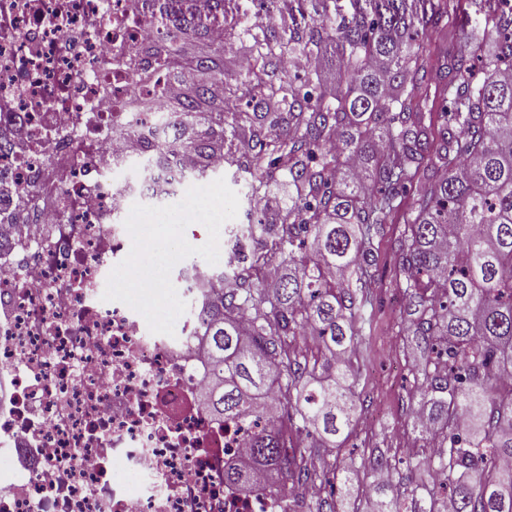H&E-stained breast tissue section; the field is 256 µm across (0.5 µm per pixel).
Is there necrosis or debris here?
<instances>
[{
  "instance_id": "4bbe7bcc",
  "label": "necrosis or debris",
  "mask_w": 512,
  "mask_h": 512,
  "mask_svg": "<svg viewBox=\"0 0 512 512\" xmlns=\"http://www.w3.org/2000/svg\"><path fill=\"white\" fill-rule=\"evenodd\" d=\"M201 0H0V512H298L266 477L240 493L226 461L249 436L197 402L208 373L193 311L174 335L103 300L131 247L115 141L158 151L175 17L224 35ZM136 98L152 102L134 112Z\"/></svg>"
}]
</instances>
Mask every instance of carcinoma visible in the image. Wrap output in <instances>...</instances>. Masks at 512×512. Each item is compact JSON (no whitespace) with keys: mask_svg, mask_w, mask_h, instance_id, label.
<instances>
[{"mask_svg":"<svg viewBox=\"0 0 512 512\" xmlns=\"http://www.w3.org/2000/svg\"><path fill=\"white\" fill-rule=\"evenodd\" d=\"M365 2L305 37L245 29L253 69L233 79L199 59V85L179 107L194 118L219 82L229 87L222 108L188 138L175 130L145 160L142 191L159 199L186 176L179 152L219 151L247 174L262 215L268 181H288L275 222L228 228L235 268L192 267L198 289L224 281V294L205 293L195 308L209 378L198 401L224 424L270 421L253 427L225 483L244 491L261 473L288 498L324 476L314 449L342 447L358 419L352 357L370 323L374 239L413 186L396 272L408 329L423 343L412 365V429L429 450L415 468L433 478L398 479L401 459L370 457V472L386 470L396 487L372 512H512V11L496 14L489 48L447 52L432 70L407 0ZM332 48L340 78L331 96L268 71L286 55L322 59ZM431 81L450 92L435 127L420 105ZM243 99L254 111L241 109ZM305 330L317 340L310 351L298 342ZM354 467L338 457L331 464L342 496L355 492Z\"/></svg>","mask_w":512,"mask_h":512,"instance_id":"1","label":"carcinoma"}]
</instances>
